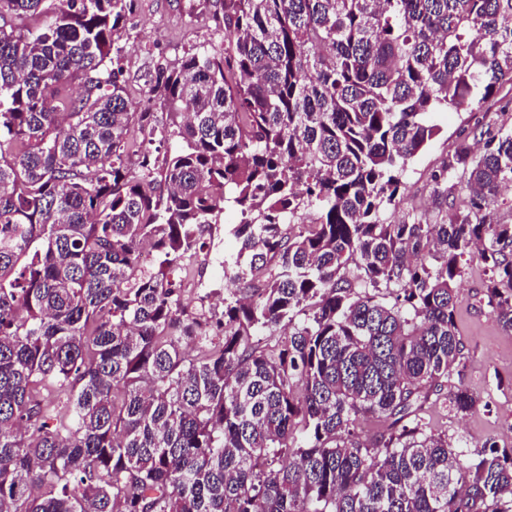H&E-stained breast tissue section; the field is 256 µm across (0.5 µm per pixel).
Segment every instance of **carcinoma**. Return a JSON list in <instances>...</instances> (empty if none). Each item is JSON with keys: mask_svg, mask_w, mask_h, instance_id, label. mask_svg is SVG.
<instances>
[{"mask_svg": "<svg viewBox=\"0 0 512 512\" xmlns=\"http://www.w3.org/2000/svg\"><path fill=\"white\" fill-rule=\"evenodd\" d=\"M135 2L0 0V512H512V449L426 422L479 400L472 255L512 331V132L433 175L449 220L383 219L428 114L512 86V0H224L220 45L150 73L162 126L111 56ZM229 207L240 288L193 317Z\"/></svg>", "mask_w": 512, "mask_h": 512, "instance_id": "obj_1", "label": "carcinoma"}]
</instances>
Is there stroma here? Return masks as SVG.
Wrapping results in <instances>:
<instances>
[{
    "label": "stroma",
    "instance_id": "obj_1",
    "mask_svg": "<svg viewBox=\"0 0 512 512\" xmlns=\"http://www.w3.org/2000/svg\"><path fill=\"white\" fill-rule=\"evenodd\" d=\"M224 18V0H137L129 17L127 31L119 43L121 78L132 111L155 113L165 121L161 100L151 96L149 74L158 59L170 62L217 41L216 24ZM429 120L440 133L431 145L409 162L406 189L385 213L386 221H401L411 214L439 213L449 218L450 202L433 205L432 176L439 170L460 139L480 127L512 129V91L502 90L497 99L480 110L457 112L451 109L430 114ZM233 238L207 251L211 261L203 284L188 288L184 304L193 315L217 314L221 302L210 298L214 289L225 288L216 258L234 252ZM487 276L477 259H470L467 274L459 281V303L455 310L457 326L467 343L469 360L465 385L478 395V403L460 420L447 418L442 407L429 411L433 429L447 432L468 451H476L489 440L499 449L512 448V333L504 331L483 301Z\"/></svg>",
    "mask_w": 512,
    "mask_h": 512
}]
</instances>
